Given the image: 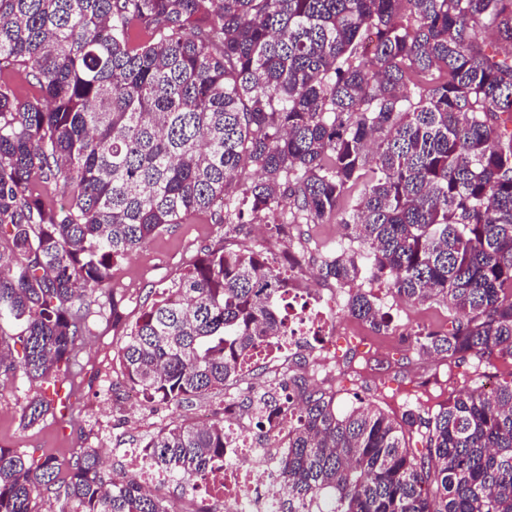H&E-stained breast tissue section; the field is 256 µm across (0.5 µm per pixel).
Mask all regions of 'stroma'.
Masks as SVG:
<instances>
[{
	"label": "stroma",
	"mask_w": 512,
	"mask_h": 512,
	"mask_svg": "<svg viewBox=\"0 0 512 512\" xmlns=\"http://www.w3.org/2000/svg\"><path fill=\"white\" fill-rule=\"evenodd\" d=\"M257 230V225L249 224L244 235L228 239L213 216H194L164 228L143 248L115 264L111 287L99 293L94 306L92 334L85 338L71 371L81 389L79 406L70 409L68 418L53 409L28 426L22 420L28 397L52 395V388L21 378L0 382V447L16 449L34 460L48 454L69 458L82 448H100L109 467L122 473L127 466L126 449L139 447L148 435L171 424L221 420L225 402L235 401L251 447L260 448L272 443V433L250 420L241 398L263 393L287 375L305 376L308 385H315L324 379L319 365L325 359L336 375L324 380L335 390L341 410L360 400L394 417L409 407L424 413L436 410L451 390L485 384L472 362L456 365L442 356H424L409 341L408 334L416 327L447 328L449 313L444 303L414 305L393 296L386 283L376 281L373 291L392 316L388 331L376 332L342 311L328 335L310 337L278 364L256 361L245 377L228 384L225 396H208L189 407L132 399L117 361L124 331L112 326V298L120 296L128 321H135L143 303L155 299L158 290L180 276L203 246L225 240L233 247L244 244L290 254L300 263L298 280L303 287L329 303L341 299V292L318 274L319 256L346 242L339 220L297 225L288 242L258 239Z\"/></svg>",
	"instance_id": "1"
}]
</instances>
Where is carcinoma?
Listing matches in <instances>:
<instances>
[{"label":"carcinoma","mask_w":512,"mask_h":512,"mask_svg":"<svg viewBox=\"0 0 512 512\" xmlns=\"http://www.w3.org/2000/svg\"><path fill=\"white\" fill-rule=\"evenodd\" d=\"M489 31L481 45L474 28ZM512 0H0V376L68 374L112 266L164 227L218 213L225 234L339 217L320 274L375 330L360 282L448 306L424 355L512 360ZM362 186L356 204L350 189ZM297 264L205 246L126 329L118 360L146 403L222 395L286 332ZM18 339L17 361L9 342ZM279 470L286 512H512V378L396 419L293 381ZM53 400L23 409L37 423ZM424 442L418 455L413 436ZM142 447L181 484L224 455V423ZM173 512L99 449L34 460L0 448V512ZM2 78L7 80L11 85L15 95V98L24 103L27 100L32 99L35 96H38V89L28 81L25 77V73L22 70H19L18 67L10 66L8 69H2Z\"/></svg>","instance_id":"obj_1"}]
</instances>
